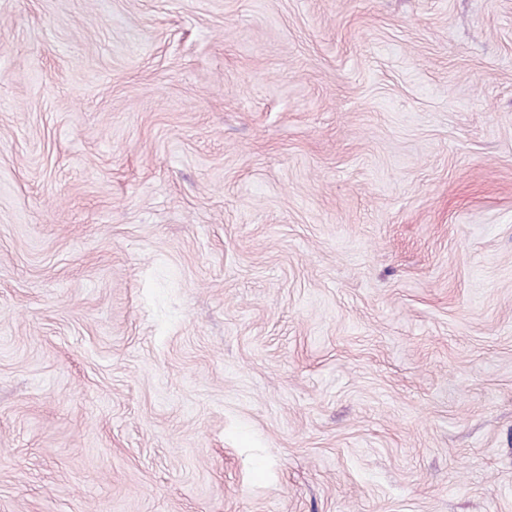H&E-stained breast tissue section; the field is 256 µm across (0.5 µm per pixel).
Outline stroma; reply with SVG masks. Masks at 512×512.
<instances>
[{
    "label": "stroma",
    "mask_w": 512,
    "mask_h": 512,
    "mask_svg": "<svg viewBox=\"0 0 512 512\" xmlns=\"http://www.w3.org/2000/svg\"><path fill=\"white\" fill-rule=\"evenodd\" d=\"M0 512H512V0H0Z\"/></svg>",
    "instance_id": "1"
}]
</instances>
